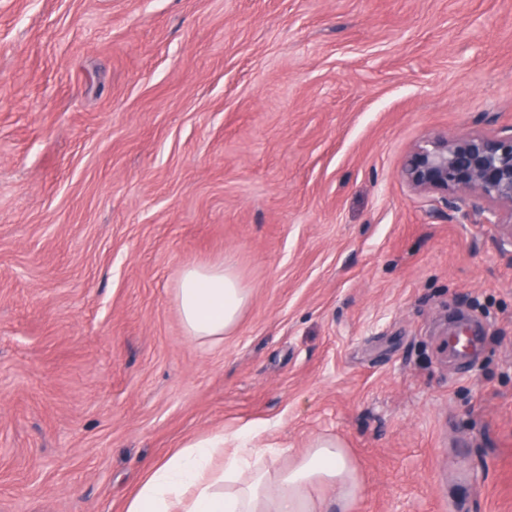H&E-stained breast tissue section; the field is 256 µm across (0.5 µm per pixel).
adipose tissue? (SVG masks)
Masks as SVG:
<instances>
[{
  "label": "adipose tissue",
  "mask_w": 512,
  "mask_h": 512,
  "mask_svg": "<svg viewBox=\"0 0 512 512\" xmlns=\"http://www.w3.org/2000/svg\"><path fill=\"white\" fill-rule=\"evenodd\" d=\"M248 295L223 264H190L178 280L175 305L187 336L217 343L238 324ZM339 491L341 512L362 496L351 460L336 440L316 439L288 466L268 449L224 437L191 440L149 467L123 512H325L319 486Z\"/></svg>",
  "instance_id": "1"
}]
</instances>
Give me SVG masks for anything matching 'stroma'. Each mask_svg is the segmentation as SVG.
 <instances>
[{"instance_id":"1","label":"stroma","mask_w":512,"mask_h":512,"mask_svg":"<svg viewBox=\"0 0 512 512\" xmlns=\"http://www.w3.org/2000/svg\"><path fill=\"white\" fill-rule=\"evenodd\" d=\"M472 133L512 134V0H0V512H123L241 431L339 440L357 512H512V244L402 177ZM216 262L249 301L196 342ZM248 300L224 264H189L178 280L175 305L186 335L217 343L238 324Z\"/></svg>"}]
</instances>
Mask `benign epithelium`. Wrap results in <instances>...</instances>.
<instances>
[{
  "mask_svg": "<svg viewBox=\"0 0 512 512\" xmlns=\"http://www.w3.org/2000/svg\"><path fill=\"white\" fill-rule=\"evenodd\" d=\"M402 175L418 192L493 205L491 224L498 208L512 212V135L475 133L427 141L407 155Z\"/></svg>",
  "mask_w": 512,
  "mask_h": 512,
  "instance_id": "benign-epithelium-1",
  "label": "benign epithelium"
}]
</instances>
